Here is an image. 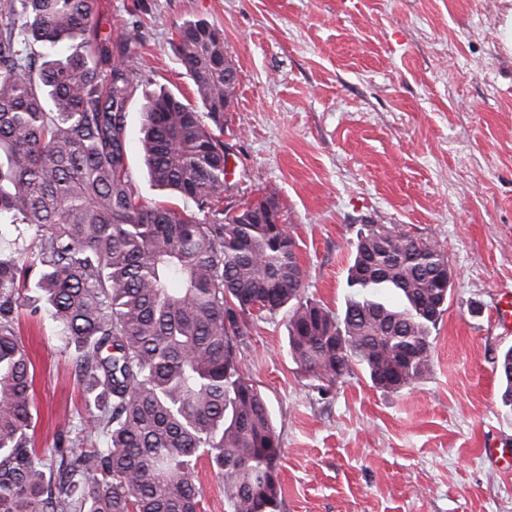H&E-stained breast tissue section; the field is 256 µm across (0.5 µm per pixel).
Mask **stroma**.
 <instances>
[{
    "mask_svg": "<svg viewBox=\"0 0 512 512\" xmlns=\"http://www.w3.org/2000/svg\"><path fill=\"white\" fill-rule=\"evenodd\" d=\"M512 0H95L93 30L134 77L192 98L177 31L206 19L238 73L224 115L225 207L274 194L297 244L304 295L332 312L365 224L437 240L454 278L429 375L385 392L364 373L331 389L288 354V312L255 319L241 347L281 440V512H512V412L497 369L512 296ZM145 99L126 103L127 165L145 203L172 198L140 152ZM17 337L34 365L36 448L86 413L75 352L20 287Z\"/></svg>",
    "mask_w": 512,
    "mask_h": 512,
    "instance_id": "stroma-1",
    "label": "stroma"
}]
</instances>
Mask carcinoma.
<instances>
[{"instance_id":"carcinoma-1","label":"carcinoma","mask_w":512,"mask_h":512,"mask_svg":"<svg viewBox=\"0 0 512 512\" xmlns=\"http://www.w3.org/2000/svg\"><path fill=\"white\" fill-rule=\"evenodd\" d=\"M93 2L0 3V224L35 228L21 261L0 258V512H200L203 457L231 512H279L281 443L238 339L256 314L286 307L288 352L309 376L333 385L359 368L377 389L411 388L430 371L448 258L433 239L367 224L344 312L302 298L289 230L216 207L236 87L224 69L235 68L204 20L178 32L195 102L141 82L151 182L197 212L142 203L124 136L127 53L139 39L127 31L113 59L93 32ZM22 277L35 280L97 391L77 441L50 452L31 436L34 368L14 326ZM382 290L400 304L381 301ZM498 368L512 411V347Z\"/></svg>"}]
</instances>
